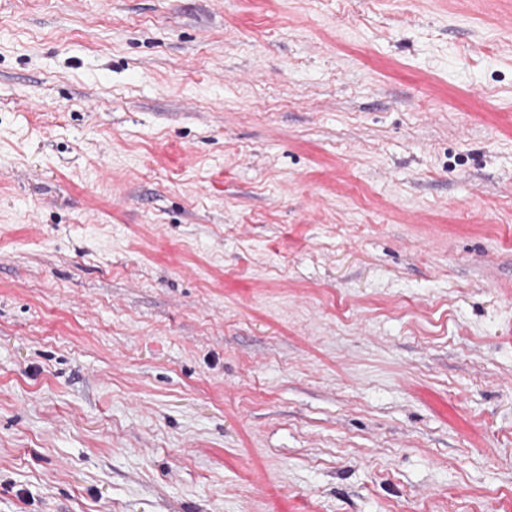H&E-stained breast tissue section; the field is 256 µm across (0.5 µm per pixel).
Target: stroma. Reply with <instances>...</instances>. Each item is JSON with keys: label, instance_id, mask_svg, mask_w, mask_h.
<instances>
[{"label": "stroma", "instance_id": "35a3bbf8", "mask_svg": "<svg viewBox=\"0 0 512 512\" xmlns=\"http://www.w3.org/2000/svg\"><path fill=\"white\" fill-rule=\"evenodd\" d=\"M512 0H0V512H512Z\"/></svg>", "mask_w": 512, "mask_h": 512}]
</instances>
